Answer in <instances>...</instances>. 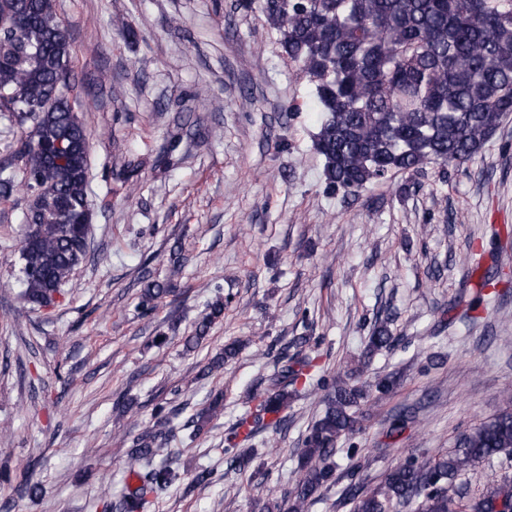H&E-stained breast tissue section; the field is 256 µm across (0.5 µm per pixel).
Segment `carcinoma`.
<instances>
[{"label": "carcinoma", "mask_w": 512, "mask_h": 512, "mask_svg": "<svg viewBox=\"0 0 512 512\" xmlns=\"http://www.w3.org/2000/svg\"><path fill=\"white\" fill-rule=\"evenodd\" d=\"M265 22L280 34L282 52L314 87L323 114L315 135L328 188L356 196L395 173L417 174L427 165L472 160L512 113V0H259ZM0 112L22 129L19 146L0 166H21L0 180V193L14 182L33 194L19 248L23 299L32 308L51 305L61 286L87 256L90 207L87 194L89 135L77 109L71 66L72 36L56 12V0H0ZM171 292L151 283L139 306L152 312ZM224 314L217 299L197 323L186 349L197 347ZM396 337L381 326L368 337L371 352ZM237 346L204 365L202 374L224 368ZM313 359L298 351L281 358L253 412L234 438L249 439L263 428L284 424L289 388L310 377ZM364 391L337 384L326 398L300 452L299 477L289 497H266L262 512H307L331 479L330 458L338 440L360 430ZM509 408L460 435L451 454L414 459L390 470L367 492L353 484V512H512V477L484 485L464 502L448 494L457 478L477 464L512 455V391ZM221 400L191 419L189 438L199 437L220 411ZM167 437L145 425L127 449L138 486L121 498V512H142L147 496L180 477L155 456ZM34 463L23 465L16 493L32 502L43 494L32 480Z\"/></svg>", "instance_id": "cac0c4a2"}]
</instances>
